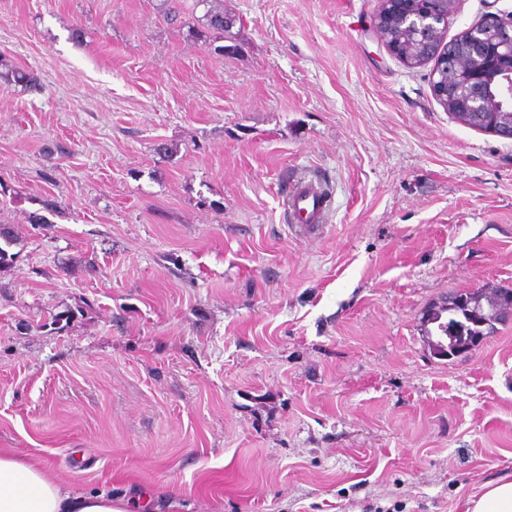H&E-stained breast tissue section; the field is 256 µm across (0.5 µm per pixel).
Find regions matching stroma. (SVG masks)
<instances>
[{"instance_id": "1", "label": "stroma", "mask_w": 512, "mask_h": 512, "mask_svg": "<svg viewBox=\"0 0 512 512\" xmlns=\"http://www.w3.org/2000/svg\"><path fill=\"white\" fill-rule=\"evenodd\" d=\"M223 4L220 54L195 0H0L44 86L0 81V448L150 512H463L512 476V321L441 360L421 318L512 290V140L450 117L375 0ZM327 206L328 199H324L321 191L308 182L296 184L288 197V209L295 226L307 233L318 231V222Z\"/></svg>"}]
</instances>
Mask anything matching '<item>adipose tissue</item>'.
I'll return each instance as SVG.
<instances>
[{
    "instance_id": "1",
    "label": "adipose tissue",
    "mask_w": 512,
    "mask_h": 512,
    "mask_svg": "<svg viewBox=\"0 0 512 512\" xmlns=\"http://www.w3.org/2000/svg\"><path fill=\"white\" fill-rule=\"evenodd\" d=\"M0 512H131V502L105 490L66 489L43 462L0 451ZM465 512H512V479L486 482L466 498Z\"/></svg>"
}]
</instances>
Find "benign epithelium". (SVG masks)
Masks as SVG:
<instances>
[{
  "instance_id": "7a95c632",
  "label": "benign epithelium",
  "mask_w": 512,
  "mask_h": 512,
  "mask_svg": "<svg viewBox=\"0 0 512 512\" xmlns=\"http://www.w3.org/2000/svg\"><path fill=\"white\" fill-rule=\"evenodd\" d=\"M456 0H377L374 25L380 31L396 26L421 39L424 54L412 55L397 41H387L388 51L408 67L432 64L431 86L436 100L455 118H464L473 128H484L505 139H512V122L499 121L491 114L512 112V12H486L457 39L446 42L448 16ZM508 290L488 293L472 289L450 294L426 311L423 331L433 355L451 360L478 347L486 336H462L446 339L440 307L457 310L492 302L484 313L485 332L512 320Z\"/></svg>"
}]
</instances>
